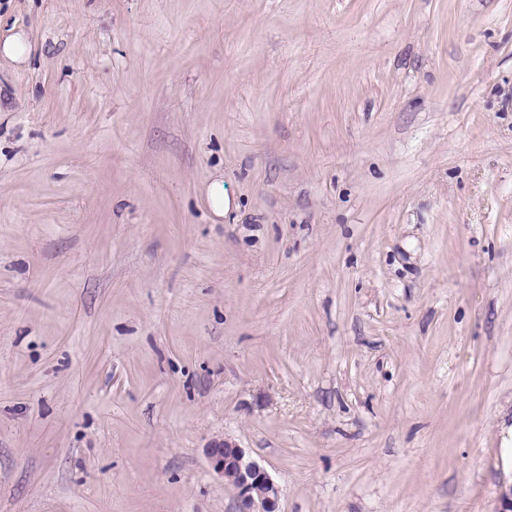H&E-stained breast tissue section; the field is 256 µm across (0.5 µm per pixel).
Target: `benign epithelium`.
I'll list each match as a JSON object with an SVG mask.
<instances>
[{
    "mask_svg": "<svg viewBox=\"0 0 512 512\" xmlns=\"http://www.w3.org/2000/svg\"><path fill=\"white\" fill-rule=\"evenodd\" d=\"M205 455L233 493V512H280V486L247 449L226 437L206 448Z\"/></svg>",
    "mask_w": 512,
    "mask_h": 512,
    "instance_id": "7a95c632",
    "label": "benign epithelium"
}]
</instances>
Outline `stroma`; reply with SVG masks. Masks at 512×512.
Returning a JSON list of instances; mask_svg holds the SVG:
<instances>
[{
	"instance_id": "35a3bbf8",
	"label": "stroma",
	"mask_w": 512,
	"mask_h": 512,
	"mask_svg": "<svg viewBox=\"0 0 512 512\" xmlns=\"http://www.w3.org/2000/svg\"><path fill=\"white\" fill-rule=\"evenodd\" d=\"M0 512H498L512 0H0ZM224 177L216 215L208 189ZM211 470L233 493L234 512H281L282 491L260 460L231 438L205 448Z\"/></svg>"
}]
</instances>
